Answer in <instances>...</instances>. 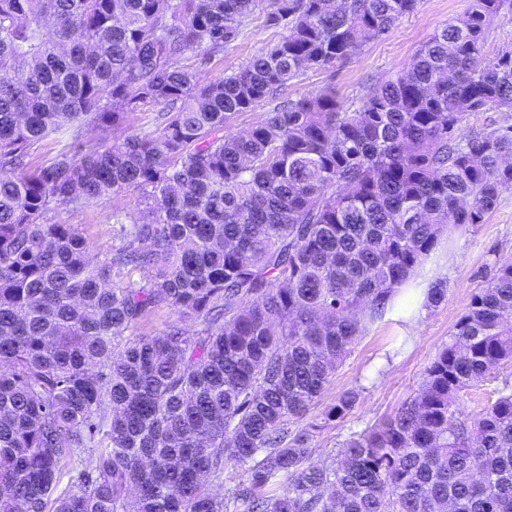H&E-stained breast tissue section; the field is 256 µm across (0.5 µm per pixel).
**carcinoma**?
Listing matches in <instances>:
<instances>
[{
	"mask_svg": "<svg viewBox=\"0 0 512 512\" xmlns=\"http://www.w3.org/2000/svg\"><path fill=\"white\" fill-rule=\"evenodd\" d=\"M263 3L0 0V512H512V264L392 415L318 458L314 426L290 431L443 237L512 188V124L456 135L512 110V44L485 51L503 0H471L357 108L327 87L232 134L417 0H270L288 34L201 82L188 56L223 53ZM160 105L156 130L96 137ZM63 131L77 151L28 171ZM121 193L146 211L115 217L100 261L51 222ZM162 308L178 318L134 334ZM485 378L496 398L461 419ZM229 467L241 480L210 493ZM512 123V111L511 112H475L462 120L458 126L456 134L459 138H474L479 133L485 131V129L496 127L498 124H502L504 121Z\"/></svg>",
	"mask_w": 512,
	"mask_h": 512,
	"instance_id": "1",
	"label": "carcinoma"
}]
</instances>
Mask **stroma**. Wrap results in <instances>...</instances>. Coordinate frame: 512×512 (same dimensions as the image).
Returning <instances> with one entry per match:
<instances>
[{"instance_id":"1","label":"stroma","mask_w":512,"mask_h":512,"mask_svg":"<svg viewBox=\"0 0 512 512\" xmlns=\"http://www.w3.org/2000/svg\"><path fill=\"white\" fill-rule=\"evenodd\" d=\"M470 0H419L378 40L346 63L304 72L289 83L283 98H296L324 87L335 89L348 102L359 101L368 88L409 67L421 46L452 17L463 16ZM285 31L266 26L263 12H256L241 27L238 39L223 55L204 60L190 58L200 81L209 83L241 67L258 52L277 42ZM137 195L121 194L86 204L79 211L61 206L52 215L59 224L78 225L93 247L94 259L111 253L115 243L114 216L140 209ZM512 263V189L502 193L497 206L481 224L441 242L436 254L396 297L390 310L376 320L356 342L351 355L306 417L316 430L311 445L318 451L335 448L350 431H358L394 413L413 396L426 367L448 344L453 327L466 311L472 295L491 279L498 267ZM442 280L447 295L439 306L427 307L423 297L430 283ZM407 337L395 350L394 337ZM358 388L362 395L344 425H327L325 411L345 391Z\"/></svg>"}]
</instances>
